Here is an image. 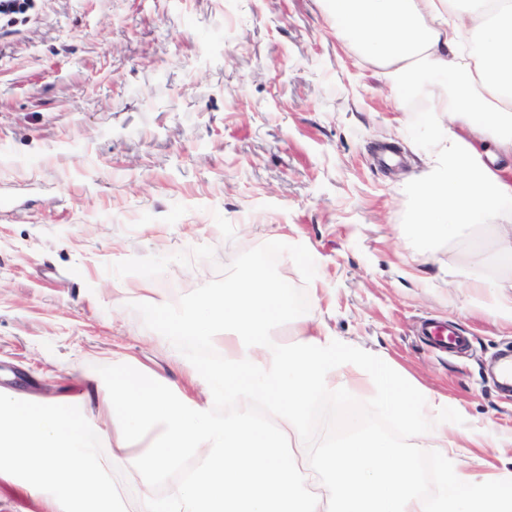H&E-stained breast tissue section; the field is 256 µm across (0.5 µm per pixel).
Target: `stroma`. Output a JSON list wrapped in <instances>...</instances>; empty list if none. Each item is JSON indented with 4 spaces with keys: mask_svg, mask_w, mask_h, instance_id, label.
Wrapping results in <instances>:
<instances>
[{
    "mask_svg": "<svg viewBox=\"0 0 512 512\" xmlns=\"http://www.w3.org/2000/svg\"><path fill=\"white\" fill-rule=\"evenodd\" d=\"M323 0H34L0 17V390L19 400L100 389L124 366L182 382L151 305L189 308L254 259L292 293L297 319L448 400L449 427L492 423L503 445L459 455L483 479L512 467V323L473 279L512 272L467 260L470 230L406 231L437 149L424 92L396 101L384 69L324 21ZM459 330L460 353L421 336ZM372 366L367 376H375ZM362 417L438 491L440 449L382 400L317 398L303 430L325 451ZM98 456L137 512L121 454Z\"/></svg>",
    "mask_w": 512,
    "mask_h": 512,
    "instance_id": "obj_1",
    "label": "stroma"
}]
</instances>
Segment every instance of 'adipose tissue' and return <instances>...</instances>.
I'll return each mask as SVG.
<instances>
[{
  "mask_svg": "<svg viewBox=\"0 0 512 512\" xmlns=\"http://www.w3.org/2000/svg\"><path fill=\"white\" fill-rule=\"evenodd\" d=\"M330 29L376 59L395 91L407 76L445 77V92L432 98L436 124H460L461 134L442 140L423 181L429 221L416 236L455 235L478 227L500 202L512 198V181L495 163L512 154V6L491 23L494 0H325ZM495 131L491 148L478 151L465 133ZM292 312L287 287L272 285L263 261L223 296L206 299L199 313L174 315L159 307L162 341L193 335L221 341L220 361L191 368L200 397L114 370L98 397L120 423L117 448L140 475L139 512H500L512 507V470L480 482L443 466L435 499L415 488L412 462L389 442L337 427L341 439L322 454L324 494H313L302 470L301 424L319 396L353 388L348 371L365 366L363 352L304 319L296 340L278 342L270 329ZM388 406L405 420H428L429 438L454 447H500L492 424L448 433V402L431 393L409 394L399 376L388 384ZM265 401L277 420L254 411ZM234 409L215 413L214 403ZM199 467L184 471L189 458ZM0 479L22 480L48 512H114L112 479L97 458L85 423L67 408L22 402L0 391Z\"/></svg>",
  "mask_w": 512,
  "mask_h": 512,
  "instance_id": "ef3b65f1",
  "label": "adipose tissue"
}]
</instances>
